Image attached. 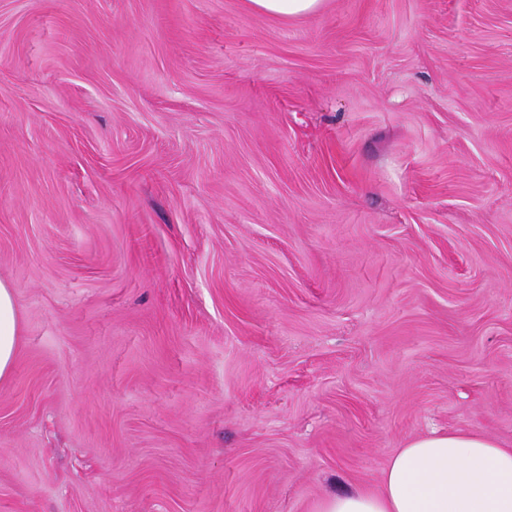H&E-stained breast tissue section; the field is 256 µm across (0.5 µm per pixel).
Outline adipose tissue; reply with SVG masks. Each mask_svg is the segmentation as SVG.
<instances>
[{
	"label": "adipose tissue",
	"mask_w": 512,
	"mask_h": 512,
	"mask_svg": "<svg viewBox=\"0 0 512 512\" xmlns=\"http://www.w3.org/2000/svg\"><path fill=\"white\" fill-rule=\"evenodd\" d=\"M18 336L14 293L0 280V379ZM314 512H512V448L480 432L434 431L390 458L379 489L321 498Z\"/></svg>",
	"instance_id": "ef3b65f1"
}]
</instances>
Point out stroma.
I'll return each mask as SVG.
<instances>
[{"label": "stroma", "instance_id": "obj_1", "mask_svg": "<svg viewBox=\"0 0 512 512\" xmlns=\"http://www.w3.org/2000/svg\"><path fill=\"white\" fill-rule=\"evenodd\" d=\"M0 280V512L512 448V0H0ZM321 0H248L261 13L277 18L304 16L313 13ZM19 322L12 287L0 280V379L12 367L18 345Z\"/></svg>", "mask_w": 512, "mask_h": 512}]
</instances>
